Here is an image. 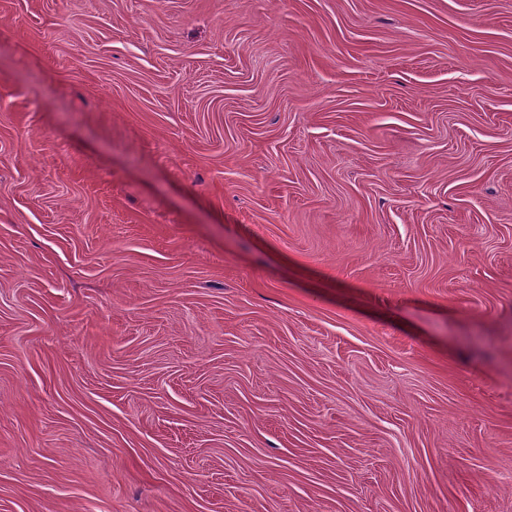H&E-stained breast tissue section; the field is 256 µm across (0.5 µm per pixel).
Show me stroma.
<instances>
[{
	"label": "stroma",
	"instance_id": "obj_1",
	"mask_svg": "<svg viewBox=\"0 0 512 512\" xmlns=\"http://www.w3.org/2000/svg\"><path fill=\"white\" fill-rule=\"evenodd\" d=\"M0 512H512V0H0Z\"/></svg>",
	"mask_w": 512,
	"mask_h": 512
}]
</instances>
